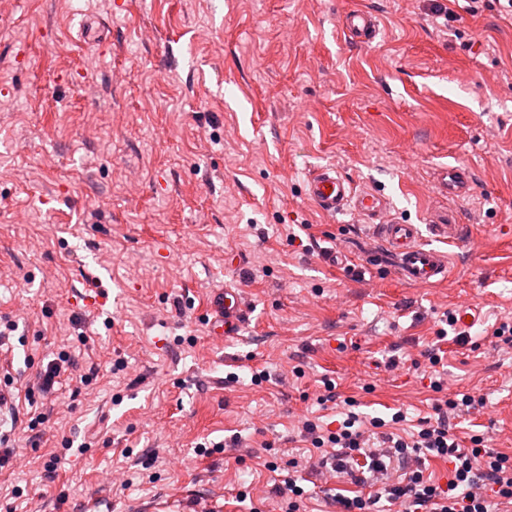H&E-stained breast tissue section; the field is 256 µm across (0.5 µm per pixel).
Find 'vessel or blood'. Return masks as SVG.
Listing matches in <instances>:
<instances>
[{"instance_id":"obj_1","label":"vessel or blood","mask_w":512,"mask_h":512,"mask_svg":"<svg viewBox=\"0 0 512 512\" xmlns=\"http://www.w3.org/2000/svg\"><path fill=\"white\" fill-rule=\"evenodd\" d=\"M342 27L352 43L367 44L378 34V19L372 11L355 9L346 13ZM440 185L445 194L458 199L468 194L472 177L467 170L452 169L441 174ZM305 193L323 215L333 218L350 213L372 222L379 256L387 259L406 283L427 287L447 281V253L424 243L418 225L387 218V200L378 191L356 188L336 168L321 165L309 174ZM213 310L211 336L221 342L238 335L244 314L237 290L225 288L215 294Z\"/></svg>"}]
</instances>
